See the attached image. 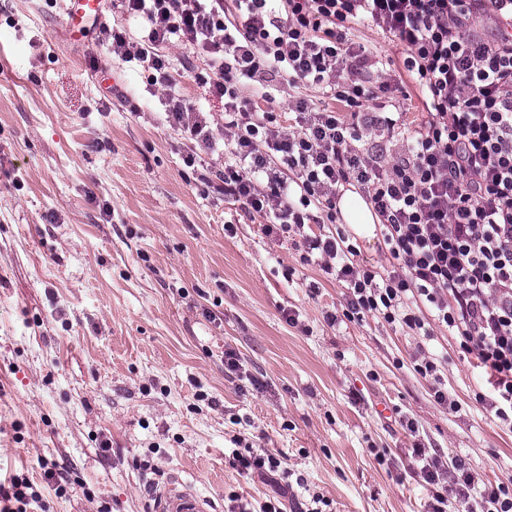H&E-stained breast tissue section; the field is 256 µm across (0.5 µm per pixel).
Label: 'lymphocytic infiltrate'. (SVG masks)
<instances>
[{
    "label": "lymphocytic infiltrate",
    "mask_w": 512,
    "mask_h": 512,
    "mask_svg": "<svg viewBox=\"0 0 512 512\" xmlns=\"http://www.w3.org/2000/svg\"><path fill=\"white\" fill-rule=\"evenodd\" d=\"M144 19L138 37L110 28L101 42L169 85L167 49L206 56L209 84L224 100L219 188L266 219L265 233L295 232L306 261L347 290L344 314L391 325L446 328L486 377L477 402L512 427V0H119ZM369 21L402 46L424 110L402 156L388 163L367 140L390 141L396 122L368 112L388 82L367 84L373 55L345 29ZM278 74L291 87L330 89L348 110L294 100L293 128L258 111L246 87ZM167 120L213 147L193 105L168 98ZM358 187L383 228L391 257L377 269L344 236L306 233L313 213L336 221L339 186ZM228 465L241 474H283L281 459L238 437ZM410 476L429 492L426 512H512V480L481 484L460 460L415 442Z\"/></svg>",
    "instance_id": "lymphocytic-infiltrate-1"
}]
</instances>
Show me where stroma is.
I'll list each match as a JSON object with an SVG mask.
<instances>
[{
  "label": "stroma",
  "instance_id": "stroma-1",
  "mask_svg": "<svg viewBox=\"0 0 512 512\" xmlns=\"http://www.w3.org/2000/svg\"><path fill=\"white\" fill-rule=\"evenodd\" d=\"M61 16L59 0H0V473L26 476L45 512H148L172 476L212 512L231 493L277 496L287 512L316 493L331 512H425L426 491L403 474L407 417L483 481L512 477V430L476 402L481 372L444 328L426 337L343 317L344 287L208 180L222 151L185 164L193 146L166 102L173 89L221 120L223 99L199 79L205 58L172 45L164 88L97 40L103 24L138 32L136 19L103 9L74 40ZM347 38L382 60L391 110L412 125L422 103L401 46L367 23ZM293 96L333 105L280 81L252 99L291 126ZM313 230L349 236L364 264L388 263L374 227ZM420 346L441 357L458 412L413 371ZM229 351L241 374L225 370ZM237 435L277 452L288 477L229 467ZM42 458L67 467L65 495Z\"/></svg>",
  "mask_w": 512,
  "mask_h": 512
}]
</instances>
